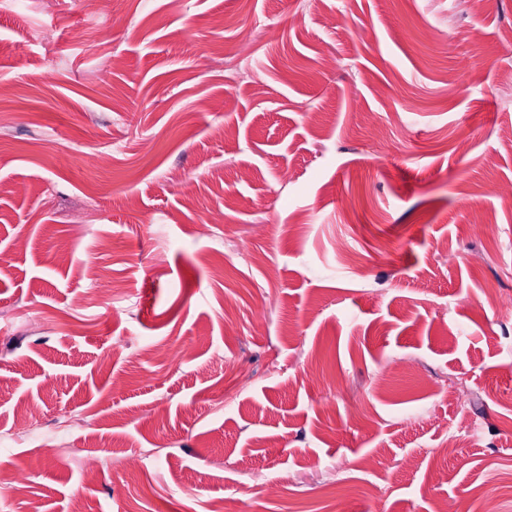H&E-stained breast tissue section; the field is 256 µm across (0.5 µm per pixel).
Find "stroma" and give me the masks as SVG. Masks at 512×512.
Instances as JSON below:
<instances>
[{
    "mask_svg": "<svg viewBox=\"0 0 512 512\" xmlns=\"http://www.w3.org/2000/svg\"><path fill=\"white\" fill-rule=\"evenodd\" d=\"M300 2L0 0V512H512V0Z\"/></svg>",
    "mask_w": 512,
    "mask_h": 512,
    "instance_id": "stroma-1",
    "label": "stroma"
}]
</instances>
